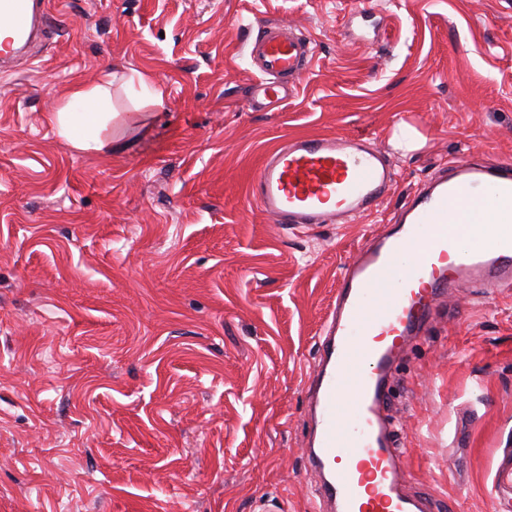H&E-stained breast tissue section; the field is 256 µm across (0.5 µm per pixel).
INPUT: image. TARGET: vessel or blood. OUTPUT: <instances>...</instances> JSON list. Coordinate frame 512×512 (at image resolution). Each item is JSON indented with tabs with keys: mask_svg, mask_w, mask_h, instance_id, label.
<instances>
[{
	"mask_svg": "<svg viewBox=\"0 0 512 512\" xmlns=\"http://www.w3.org/2000/svg\"><path fill=\"white\" fill-rule=\"evenodd\" d=\"M49 0H0L8 26L0 60L50 31ZM247 55L259 78L254 104L287 99L305 74L311 43L281 21L266 22ZM394 182L387 153L361 137L295 136L269 152L249 184L282 228L347 224L377 208ZM512 291V163L464 159L423 184L394 224L346 268L323 326L311 374L306 462L327 512H433L408 491L398 424L384 406L404 344L461 285Z\"/></svg>",
	"mask_w": 512,
	"mask_h": 512,
	"instance_id": "vessel-or-blood-1",
	"label": "vessel or blood"
}]
</instances>
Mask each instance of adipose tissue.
<instances>
[{"mask_svg":"<svg viewBox=\"0 0 512 512\" xmlns=\"http://www.w3.org/2000/svg\"><path fill=\"white\" fill-rule=\"evenodd\" d=\"M115 79V73L109 72L94 87L77 85L69 90L63 106L51 117V123L61 139L83 151L100 150L107 145L116 150L121 149L120 138H113L108 143L102 138V132L112 118L111 113L92 112L88 109L91 101L109 96Z\"/></svg>","mask_w":512,"mask_h":512,"instance_id":"ef3b65f1","label":"adipose tissue"}]
</instances>
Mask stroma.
Wrapping results in <instances>:
<instances>
[{"instance_id": "obj_1", "label": "stroma", "mask_w": 512, "mask_h": 512, "mask_svg": "<svg viewBox=\"0 0 512 512\" xmlns=\"http://www.w3.org/2000/svg\"><path fill=\"white\" fill-rule=\"evenodd\" d=\"M50 39L0 70V512H315L308 376L341 273L409 196L469 155L512 160V0H51ZM313 58L250 106L267 21ZM114 83L122 149L49 116ZM362 136L379 209L282 230L247 194L295 135ZM409 491L512 512V295L442 301L395 370Z\"/></svg>"}]
</instances>
